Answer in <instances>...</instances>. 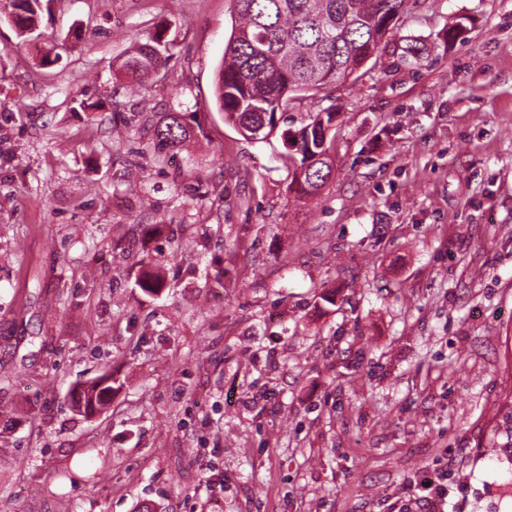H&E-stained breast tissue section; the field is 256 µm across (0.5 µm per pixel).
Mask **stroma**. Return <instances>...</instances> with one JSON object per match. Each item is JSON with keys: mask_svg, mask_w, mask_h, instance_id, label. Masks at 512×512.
Masks as SVG:
<instances>
[{"mask_svg": "<svg viewBox=\"0 0 512 512\" xmlns=\"http://www.w3.org/2000/svg\"><path fill=\"white\" fill-rule=\"evenodd\" d=\"M235 19L50 0L26 38L0 24V512H512V0H408L333 90L314 199L215 104ZM166 112L195 138L157 160ZM425 476L447 498L415 502ZM161 38L156 37L153 40L138 45L132 53L123 61V69L140 78H149L156 74L167 63L170 55L167 44H161Z\"/></svg>", "mask_w": 512, "mask_h": 512, "instance_id": "obj_1", "label": "stroma"}]
</instances>
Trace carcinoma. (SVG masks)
I'll return each instance as SVG.
<instances>
[{"label":"carcinoma","instance_id":"cac0c4a2","mask_svg":"<svg viewBox=\"0 0 512 512\" xmlns=\"http://www.w3.org/2000/svg\"><path fill=\"white\" fill-rule=\"evenodd\" d=\"M12 0L21 19L17 29L25 36L37 23L42 2ZM407 0H233L240 18L227 42L215 82V100L224 119L256 142L268 139L299 98L318 104L331 100L330 90L348 78L361 77L364 65L377 54L387 34L395 29ZM400 58L419 66L426 46L410 39ZM167 45L161 38L138 45L123 61V69L149 78L167 63ZM336 105L318 110L306 125L281 130V156L296 165L289 189L301 197H315L330 181L327 163L335 150L330 136L336 123ZM194 135L181 112H168L154 126V152L177 149ZM97 381L85 392L88 414L108 401V388Z\"/></svg>","mask_w":512,"mask_h":512}]
</instances>
